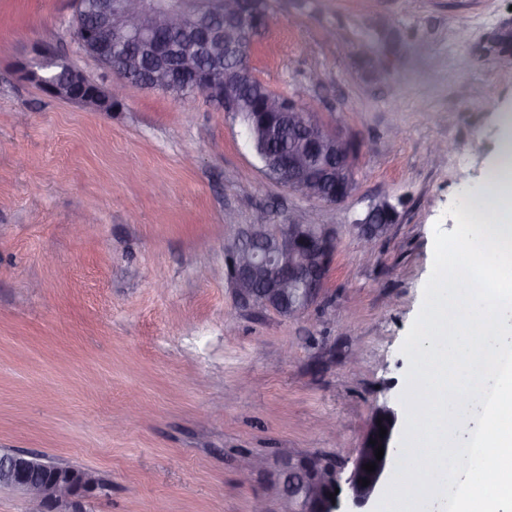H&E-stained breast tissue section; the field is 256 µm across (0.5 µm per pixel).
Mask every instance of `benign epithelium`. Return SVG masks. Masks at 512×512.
I'll list each match as a JSON object with an SVG mask.
<instances>
[{
	"label": "benign epithelium",
	"mask_w": 512,
	"mask_h": 512,
	"mask_svg": "<svg viewBox=\"0 0 512 512\" xmlns=\"http://www.w3.org/2000/svg\"><path fill=\"white\" fill-rule=\"evenodd\" d=\"M150 0H101L97 32L88 35L78 27L77 40L103 66L112 61V51L133 46V39L147 31L182 32L190 22L184 12L175 14L150 11ZM260 12L259 0H224V28L212 31L198 22L194 32L203 49L219 60L220 52H229L237 43L249 39ZM154 86L167 91L170 80L185 86L198 83V68L193 57L179 51L168 40L151 44ZM42 73L36 81L53 98L73 101L100 112L112 111L111 103L123 95L126 82L117 80L106 88L90 81L82 71L66 67L69 80L58 83L53 74L63 61L49 47L36 50ZM256 79L248 64L223 86L202 84L204 92L224 101V111H237V89L243 79ZM300 102L288 104L273 97L266 103L268 112H298ZM298 125L305 148L288 154H274L271 162L279 169L290 192L299 193L326 205H338L352 193L350 173L354 170L357 146L342 130L331 129L314 113ZM396 221L393 205L382 200L371 204L355 227L358 237L369 247ZM336 229L318 224H266L256 220L239 229L235 238L224 244V276L236 296L247 306L273 309L284 317L305 314L325 288L336 252ZM397 413L388 407L372 416L363 446L353 470L346 479L349 512H367L366 507L377 495L390 466L398 458ZM387 433L379 437L380 428ZM384 448L378 460L375 450ZM376 464L375 471L364 469ZM368 486H362V480ZM282 492L288 500V512H339L340 479L333 463L318 455L290 456L279 475ZM101 482L90 471L51 466L42 459L14 452L0 456V487H8L26 496L32 512H86L84 502L101 493Z\"/></svg>",
	"instance_id": "1"
}]
</instances>
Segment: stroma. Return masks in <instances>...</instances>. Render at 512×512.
Wrapping results in <instances>:
<instances>
[{
  "label": "stroma",
  "mask_w": 512,
  "mask_h": 512,
  "mask_svg": "<svg viewBox=\"0 0 512 512\" xmlns=\"http://www.w3.org/2000/svg\"><path fill=\"white\" fill-rule=\"evenodd\" d=\"M75 0H0V452L93 472L87 512H288V454L354 466L373 412L414 413L417 341L463 193L489 174L512 111V0H274L249 61L360 146L329 206L262 170L207 95L128 86L98 112L47 96L33 48L102 85ZM397 219L365 251L355 223ZM273 224H332L305 315L237 303L224 244Z\"/></svg>",
  "instance_id": "1"
}]
</instances>
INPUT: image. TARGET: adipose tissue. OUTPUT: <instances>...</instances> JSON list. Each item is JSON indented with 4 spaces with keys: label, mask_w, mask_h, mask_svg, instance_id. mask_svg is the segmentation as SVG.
I'll use <instances>...</instances> for the list:
<instances>
[{
    "label": "adipose tissue",
    "mask_w": 512,
    "mask_h": 512,
    "mask_svg": "<svg viewBox=\"0 0 512 512\" xmlns=\"http://www.w3.org/2000/svg\"><path fill=\"white\" fill-rule=\"evenodd\" d=\"M498 177L463 198L419 331L415 414L381 512H505L512 505V114Z\"/></svg>",
    "instance_id": "ef3b65f1"
}]
</instances>
